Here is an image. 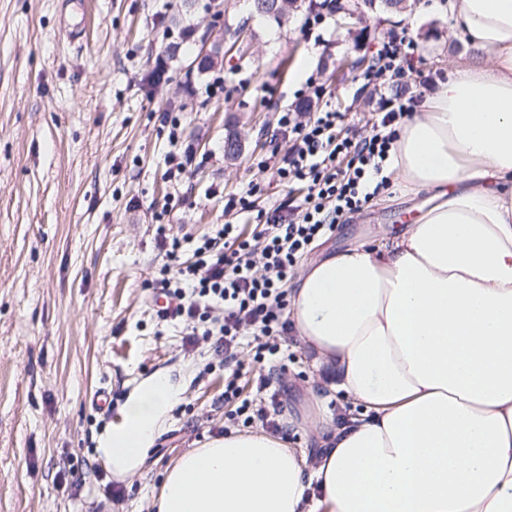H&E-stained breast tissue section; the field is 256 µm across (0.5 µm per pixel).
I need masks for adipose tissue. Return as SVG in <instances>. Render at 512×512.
I'll list each match as a JSON object with an SVG mask.
<instances>
[{"label":"adipose tissue","instance_id":"adipose-tissue-1","mask_svg":"<svg viewBox=\"0 0 512 512\" xmlns=\"http://www.w3.org/2000/svg\"><path fill=\"white\" fill-rule=\"evenodd\" d=\"M471 52L402 126L393 163L427 192L402 232L306 264L293 328L347 414L316 462L230 431L166 469L156 512H512V0H448ZM180 389L158 374L99 448L144 465Z\"/></svg>","mask_w":512,"mask_h":512}]
</instances>
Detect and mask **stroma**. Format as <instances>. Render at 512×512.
<instances>
[{
    "label": "stroma",
    "instance_id": "35a3bbf8",
    "mask_svg": "<svg viewBox=\"0 0 512 512\" xmlns=\"http://www.w3.org/2000/svg\"><path fill=\"white\" fill-rule=\"evenodd\" d=\"M209 0H87L82 31L59 28L62 0H0V512H152L161 480L185 452L220 437L229 405L223 369L208 344L190 347L180 320L160 318L151 302L170 261L159 234L193 241L215 236L223 197L261 179L260 162L280 155L276 110L293 105L304 78L325 88L349 134L371 133V100L359 72L337 73L341 59L373 54L405 25L419 47L417 71L448 76L467 36L436 0L392 13L367 12L364 26L331 25L324 44L304 29L307 7L288 22L250 17L247 0H223L220 27ZM248 23L238 66L218 58L193 68L198 38L228 47ZM228 97L208 96L213 72ZM250 78L238 87L240 77ZM170 112L197 167L168 180ZM238 152L226 153V143ZM422 196L393 187L314 245V254L371 245L416 217ZM279 374L286 436L307 455L305 390L319 377L312 355L289 336ZM167 374L182 390L137 475H112L96 452L145 379ZM107 393V408L96 406Z\"/></svg>",
    "mask_w": 512,
    "mask_h": 512
}]
</instances>
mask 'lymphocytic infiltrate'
I'll list each match as a JSON object with an SVG mask.
<instances>
[{
  "mask_svg": "<svg viewBox=\"0 0 512 512\" xmlns=\"http://www.w3.org/2000/svg\"><path fill=\"white\" fill-rule=\"evenodd\" d=\"M417 54L408 28L383 38L364 72L377 98L369 135L355 140L344 136L342 114L320 106L323 88L313 82L295 97L300 104L318 103V112L279 110L277 131L287 137L288 149L274 163L272 175L283 195L270 206H259L261 185L254 181L243 193L225 195L222 227L194 248L193 261L180 263L175 279L163 282L177 301L175 316L184 322L189 344L201 338L211 342L215 356L228 366L247 336L258 362L278 360L282 339L291 330L285 315L287 284L297 259L349 214L393 187V150L402 122L416 112L436 81L425 76L417 93L408 97L387 94L386 86L411 76ZM242 218L253 226L250 237L237 229ZM273 382L272 372L259 370V398L242 402L234 420L279 430L281 391Z\"/></svg>",
  "mask_w": 512,
  "mask_h": 512,
  "instance_id": "1",
  "label": "lymphocytic infiltrate"
}]
</instances>
